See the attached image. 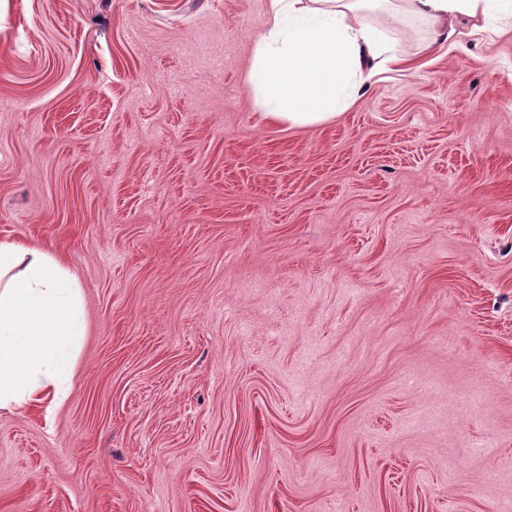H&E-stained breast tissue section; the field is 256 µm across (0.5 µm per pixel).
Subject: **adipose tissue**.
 <instances>
[{"label": "adipose tissue", "mask_w": 512, "mask_h": 512, "mask_svg": "<svg viewBox=\"0 0 512 512\" xmlns=\"http://www.w3.org/2000/svg\"><path fill=\"white\" fill-rule=\"evenodd\" d=\"M494 13L512 17V0H269L245 82L264 120L323 125L381 71L404 65L394 34L406 19L424 24V47L433 50L449 45L462 19L472 34L492 36L486 20ZM80 305L59 259L0 241V408L62 403L70 354L84 335Z\"/></svg>", "instance_id": "obj_1"}]
</instances>
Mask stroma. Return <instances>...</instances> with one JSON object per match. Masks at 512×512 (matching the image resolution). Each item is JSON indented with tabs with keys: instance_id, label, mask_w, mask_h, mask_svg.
Here are the masks:
<instances>
[{
	"instance_id": "1",
	"label": "stroma",
	"mask_w": 512,
	"mask_h": 512,
	"mask_svg": "<svg viewBox=\"0 0 512 512\" xmlns=\"http://www.w3.org/2000/svg\"><path fill=\"white\" fill-rule=\"evenodd\" d=\"M268 0H0V240L76 276L0 512H512V32L335 121L245 83Z\"/></svg>"
}]
</instances>
